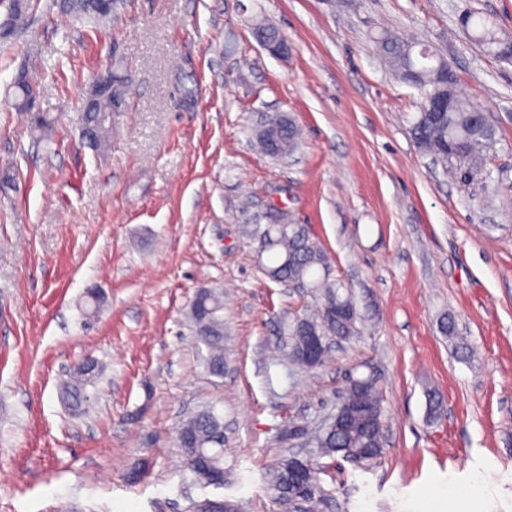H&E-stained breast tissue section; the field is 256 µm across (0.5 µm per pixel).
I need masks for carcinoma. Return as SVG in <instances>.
I'll list each match as a JSON object with an SVG mask.
<instances>
[{"instance_id":"obj_1","label":"carcinoma","mask_w":512,"mask_h":512,"mask_svg":"<svg viewBox=\"0 0 512 512\" xmlns=\"http://www.w3.org/2000/svg\"><path fill=\"white\" fill-rule=\"evenodd\" d=\"M30 0H7L6 18L10 34L20 28L27 17ZM68 7L96 24L104 16L96 12L95 0H64ZM460 22L469 29L484 52L495 57L512 43L477 10L464 13ZM378 49L388 65L419 92L422 103L411 125V136L417 148L444 161L451 160L458 168L467 171L472 180L483 175L484 157L488 146L494 141L495 130L478 120L474 105L463 101L453 93L454 106L448 112H429V99L448 91L442 75L448 70V61L425 45L405 42L392 35H384ZM15 105L25 108L33 90L29 76L20 74L14 81ZM109 102L104 100L97 112L83 113V125L97 130L96 148L104 150L112 142ZM262 152L270 145L278 148V156L293 154L300 141V132L293 120L285 114H275L267 127L255 132ZM259 254L267 255L263 264L266 275L284 286L290 282L303 281L316 298V309L301 318V324H292L289 330L291 346L289 359L303 367L309 366L303 356L306 338L304 331L312 329L321 336L348 339L358 334L357 314L336 320L329 314L330 307L355 308L350 289L331 276L328 255L301 224H269L259 233ZM223 301L214 290L201 289L191 301V319L195 326V338L208 350L205 358L206 371L218 375V366L224 363V324L221 312ZM98 371L78 366L74 369L73 381L61 388V398L74 411L81 410L84 387L95 382ZM383 397L374 375L351 376L342 393L338 407L348 409L346 425L342 429L326 426L316 442L321 451L333 457L349 458L358 451L366 462L378 459L384 444ZM179 433L191 436L193 447L183 448L186 470L194 466L197 453L206 456L209 465L224 469V425L221 417L209 407L188 419ZM294 470L290 459H284L277 468L273 491L280 502H285L284 488L293 485Z\"/></svg>"}]
</instances>
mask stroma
<instances>
[{"label": "stroma", "mask_w": 512, "mask_h": 512, "mask_svg": "<svg viewBox=\"0 0 512 512\" xmlns=\"http://www.w3.org/2000/svg\"><path fill=\"white\" fill-rule=\"evenodd\" d=\"M59 2L33 0L0 43V512H190L206 497L283 512L272 478L294 454L316 469L319 512H455L433 490L475 483L466 512H512V62L458 25L475 8L512 35V0H127L96 25ZM258 21L288 57L254 40ZM383 32L447 58L496 131L488 178L453 181L418 151L420 97L383 62ZM108 67L124 103L96 152L80 106ZM22 71L51 139L14 105ZM275 113L301 130L281 160L254 138ZM259 224L306 225L352 292L359 334L322 365L288 361L314 298L265 275ZM92 285L104 301L89 316ZM201 288L224 292L220 377L187 322ZM447 315L467 354L441 334ZM88 355L102 375L77 414L58 383ZM351 372L383 392L372 463L313 440ZM206 407L227 438L219 488L184 470L176 439Z\"/></svg>", "instance_id": "1"}]
</instances>
